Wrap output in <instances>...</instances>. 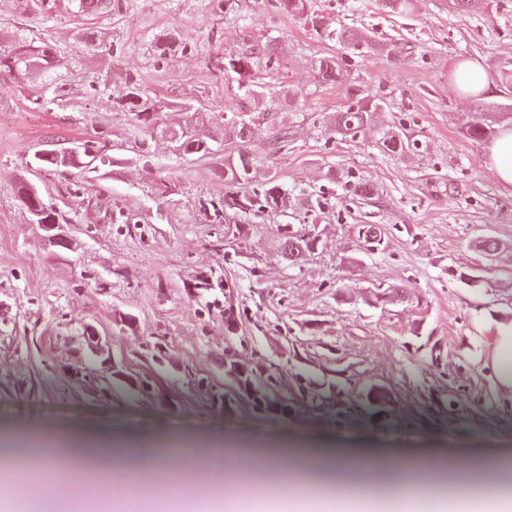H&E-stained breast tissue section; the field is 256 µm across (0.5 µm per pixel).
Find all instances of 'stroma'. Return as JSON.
<instances>
[{
    "mask_svg": "<svg viewBox=\"0 0 512 512\" xmlns=\"http://www.w3.org/2000/svg\"><path fill=\"white\" fill-rule=\"evenodd\" d=\"M248 2L239 19L213 0H125L97 15L79 0H0V52L24 37L59 58L48 73H0V422L48 436L66 423L142 439L191 432L203 448L229 428L263 441L349 439L401 464L433 454L462 468L512 455V401L484 365L495 322L512 321V188L488 170V141L464 134L512 109L498 80L512 66V0L468 12L413 0L399 14L377 0H312L324 28L372 38L358 48ZM171 32L186 50L156 57L151 40ZM246 35L273 39L288 82L308 93L283 113L287 152L271 155L262 127L250 145L254 187L275 172L290 203L284 216L210 224L197 203L223 195V153L181 157L161 137L140 152L112 99L130 76L166 104L161 126L188 108L221 117L241 99L211 61ZM327 52L344 68L333 85L314 71ZM462 63L481 68V89L452 91ZM355 95L379 96L382 110L374 129L343 141L331 121ZM388 127L418 149L385 154ZM101 137L111 149L95 170L30 167L37 150ZM331 169L376 195L356 206ZM22 179L69 216L60 228L69 248L32 223L15 195ZM159 179L173 194H154ZM308 191L326 194L321 214L308 213ZM112 204L136 224L113 223ZM364 224L378 225L376 248L359 237ZM307 232L319 237L315 252L289 262L284 237ZM483 237L497 240L493 255L476 249ZM204 276L229 293L198 288ZM379 286L410 298L376 301ZM85 324L98 328L101 351L81 338ZM230 360L262 382L260 393L226 375Z\"/></svg>",
    "mask_w": 512,
    "mask_h": 512,
    "instance_id": "stroma-1",
    "label": "stroma"
}]
</instances>
